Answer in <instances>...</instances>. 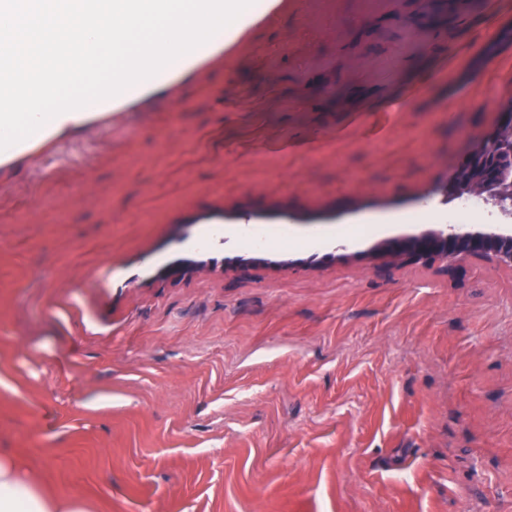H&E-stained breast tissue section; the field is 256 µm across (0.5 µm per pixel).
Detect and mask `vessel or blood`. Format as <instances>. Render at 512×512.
<instances>
[{"label":"vessel or blood","mask_w":512,"mask_h":512,"mask_svg":"<svg viewBox=\"0 0 512 512\" xmlns=\"http://www.w3.org/2000/svg\"><path fill=\"white\" fill-rule=\"evenodd\" d=\"M220 51L219 43L210 41L180 57L178 63L167 65L153 77L151 82H139L128 89L121 97H112L82 107L84 121L90 122L101 116L124 108L148 93L150 86L162 87L173 82L178 71H187L207 64ZM52 148V133L49 130L35 132L27 139L0 151V166L9 167L17 159L36 157L48 153Z\"/></svg>","instance_id":"vessel-or-blood-1"}]
</instances>
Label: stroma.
Returning <instances> with one entry per match:
<instances>
[{
    "mask_svg": "<svg viewBox=\"0 0 512 512\" xmlns=\"http://www.w3.org/2000/svg\"><path fill=\"white\" fill-rule=\"evenodd\" d=\"M254 6L0 169V454L92 512H512V272L371 263L512 100V0ZM219 52H221L220 44L210 39L207 43L181 56L179 58L178 65H175L173 62L170 63L149 81L145 80L139 82L126 89L124 95L121 97L104 99L91 103L85 107L67 112H82L80 114L83 117V121L80 125L96 120L106 114H112V112H116L117 110L138 101L151 90L169 85L181 73L190 69L204 66ZM179 71L181 72L176 77H174ZM149 84L154 85L148 87Z\"/></svg>",
    "mask_w": 512,
    "mask_h": 512,
    "instance_id": "stroma-1",
    "label": "stroma"
}]
</instances>
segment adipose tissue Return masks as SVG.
<instances>
[{"instance_id":"1","label":"adipose tissue","mask_w":512,"mask_h":512,"mask_svg":"<svg viewBox=\"0 0 512 512\" xmlns=\"http://www.w3.org/2000/svg\"><path fill=\"white\" fill-rule=\"evenodd\" d=\"M0 512H89L77 498L61 500L45 493L13 458L0 455Z\"/></svg>"}]
</instances>
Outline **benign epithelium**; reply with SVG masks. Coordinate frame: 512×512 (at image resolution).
Wrapping results in <instances>:
<instances>
[{
    "mask_svg": "<svg viewBox=\"0 0 512 512\" xmlns=\"http://www.w3.org/2000/svg\"><path fill=\"white\" fill-rule=\"evenodd\" d=\"M468 158L475 168L466 170L459 164L445 184L424 189L422 200L430 205L438 195L443 204L476 198L484 208L512 219V111L501 112L493 130L475 138ZM472 258L512 271V224L476 229L445 222L418 236L383 240L372 254L373 269L379 274L407 266L450 272Z\"/></svg>",
    "mask_w": 512,
    "mask_h": 512,
    "instance_id": "obj_1",
    "label": "benign epithelium"
}]
</instances>
